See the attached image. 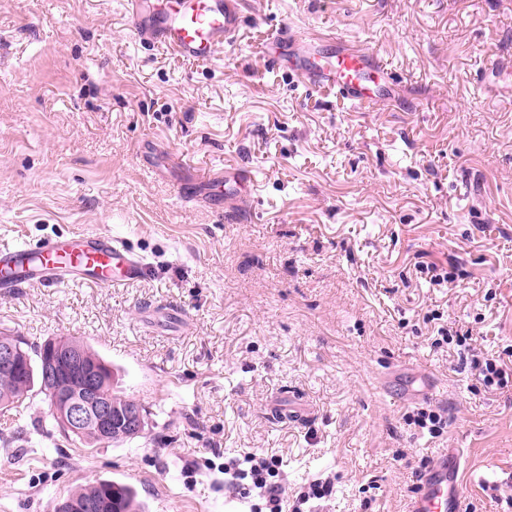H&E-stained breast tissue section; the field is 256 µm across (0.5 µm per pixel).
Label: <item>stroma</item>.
<instances>
[{
    "mask_svg": "<svg viewBox=\"0 0 512 512\" xmlns=\"http://www.w3.org/2000/svg\"><path fill=\"white\" fill-rule=\"evenodd\" d=\"M235 47L181 61L123 0H0V245L124 239L151 267L111 288L0 290V332L76 337L152 427L120 446L0 415V512L98 480L145 512H250L224 467L275 456L283 512H404L459 449L467 512H512V388L478 384L439 326L512 349V0H242ZM376 50L398 78L361 111L266 69L279 27ZM251 172L248 199L185 183ZM449 274L434 284L432 273ZM448 420L433 438L405 417Z\"/></svg>",
    "mask_w": 512,
    "mask_h": 512,
    "instance_id": "1",
    "label": "stroma"
}]
</instances>
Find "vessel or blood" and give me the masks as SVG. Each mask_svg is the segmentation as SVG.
<instances>
[{"label":"vessel or blood","mask_w":512,"mask_h":512,"mask_svg":"<svg viewBox=\"0 0 512 512\" xmlns=\"http://www.w3.org/2000/svg\"><path fill=\"white\" fill-rule=\"evenodd\" d=\"M126 10L140 41L159 45L198 64L233 46L242 22L240 0H127ZM269 69L289 68L311 89L330 88L354 105L370 109L394 82L387 62L368 48L324 39L304 30L280 28L264 54ZM249 173L222 172L210 178L208 197H245ZM150 267L117 237L78 233L50 238L35 247H0V288H55L67 280L118 287L148 276ZM459 450L437 456L421 473L406 512H464L458 477Z\"/></svg>","instance_id":"obj_1"}]
</instances>
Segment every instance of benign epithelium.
<instances>
[{
  "instance_id": "7a95c632",
  "label": "benign epithelium",
  "mask_w": 512,
  "mask_h": 512,
  "mask_svg": "<svg viewBox=\"0 0 512 512\" xmlns=\"http://www.w3.org/2000/svg\"><path fill=\"white\" fill-rule=\"evenodd\" d=\"M29 364L15 337L0 335V372L15 374ZM107 366L88 359L82 347L51 338L40 351L42 388L52 398L54 427L90 435L101 444L114 437L146 434L147 418L139 403H119L107 387ZM53 512H112V498L58 501Z\"/></svg>"
}]
</instances>
